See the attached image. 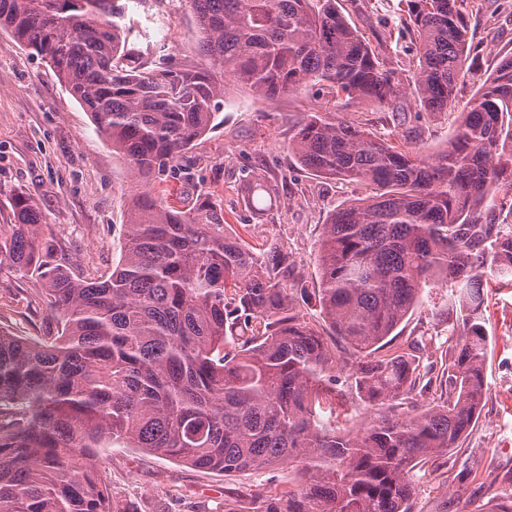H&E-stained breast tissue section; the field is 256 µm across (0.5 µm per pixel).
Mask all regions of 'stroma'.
I'll list each match as a JSON object with an SVG mask.
<instances>
[{"instance_id": "35a3bbf8", "label": "stroma", "mask_w": 512, "mask_h": 512, "mask_svg": "<svg viewBox=\"0 0 512 512\" xmlns=\"http://www.w3.org/2000/svg\"><path fill=\"white\" fill-rule=\"evenodd\" d=\"M340 11L370 42H383L399 75L412 72L417 46L405 28L400 0H337ZM141 39L163 35L179 61L200 63L199 33L183 0H154L134 14ZM471 54L463 83L448 111L426 112L413 97L391 105L352 104L342 116L395 143L428 153L443 150L458 112L499 59L512 56V0H473L468 18ZM329 94L309 89L270 103L246 90L226 95L215 127L186 153L177 175L161 187L169 199L214 194L232 229L251 244L286 247L307 288L318 284L317 254L324 224L338 208L365 197L366 185L315 175L288 150L307 112L334 110ZM280 185L267 212L246 206L254 175ZM26 192L43 216L42 234L58 246V260L85 280L111 273L125 242L126 210L140 190L122 159L101 137L89 112L53 72L0 31V225H10L12 190ZM39 279L0 272V327L17 336L54 335L56 318L42 300ZM490 336L491 391L478 421L439 470L417 472L412 512H484L512 499V288L484 285ZM449 323L422 302L385 347L393 352L410 336L447 339ZM110 491L131 512H256L269 495L287 491L294 473L270 468L224 475L206 473L138 448L100 452Z\"/></svg>"}]
</instances>
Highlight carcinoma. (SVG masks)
Returning <instances> with one entry per match:
<instances>
[{
    "label": "carcinoma",
    "instance_id": "obj_1",
    "mask_svg": "<svg viewBox=\"0 0 512 512\" xmlns=\"http://www.w3.org/2000/svg\"><path fill=\"white\" fill-rule=\"evenodd\" d=\"M201 34L197 65L148 66L115 0H0V30L48 66L112 153L150 185L212 128L225 81L267 101L318 86L347 103L410 94L446 112L470 56L469 0H404L419 43L403 80L336 0H187ZM321 176L375 192L335 211L321 234L319 314L356 356L348 378L293 298L308 289L288 250L254 248L210 198L129 202L112 273L94 281L54 262L42 216L23 191L0 231V271L45 281L60 334L0 328V512H130L109 490L99 450L140 448L207 472L288 467L297 489L259 512H412L415 471L448 456L489 395L482 284L512 288V56L459 112L430 156L309 112L288 143ZM276 185L255 177L256 209ZM443 291L454 318L440 365L433 338L378 356L418 306ZM446 400L417 412L408 395ZM387 410L355 429V401Z\"/></svg>",
    "mask_w": 512,
    "mask_h": 512
}]
</instances>
